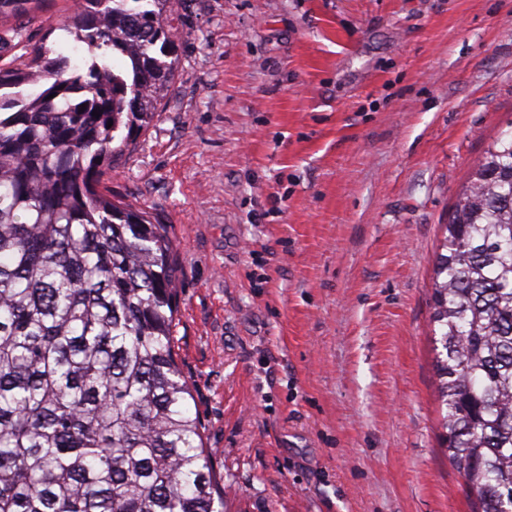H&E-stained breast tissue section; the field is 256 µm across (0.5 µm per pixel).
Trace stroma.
<instances>
[{"label": "stroma", "mask_w": 512, "mask_h": 512, "mask_svg": "<svg viewBox=\"0 0 512 512\" xmlns=\"http://www.w3.org/2000/svg\"><path fill=\"white\" fill-rule=\"evenodd\" d=\"M75 0L19 20L60 48ZM176 81L106 181L168 224L226 512H470L441 448L448 211L512 130V0H180Z\"/></svg>", "instance_id": "obj_1"}]
</instances>
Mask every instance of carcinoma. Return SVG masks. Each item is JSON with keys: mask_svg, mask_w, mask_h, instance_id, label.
I'll list each match as a JSON object with an SVG mask.
<instances>
[{"mask_svg": "<svg viewBox=\"0 0 512 512\" xmlns=\"http://www.w3.org/2000/svg\"><path fill=\"white\" fill-rule=\"evenodd\" d=\"M41 3L0 0V22ZM174 8L81 0L56 29L87 69L69 44L0 68V512H224L174 349L168 226L103 186L174 83ZM433 273L443 448L473 512H512V133Z\"/></svg>", "mask_w": 512, "mask_h": 512, "instance_id": "carcinoma-1", "label": "carcinoma"}]
</instances>
